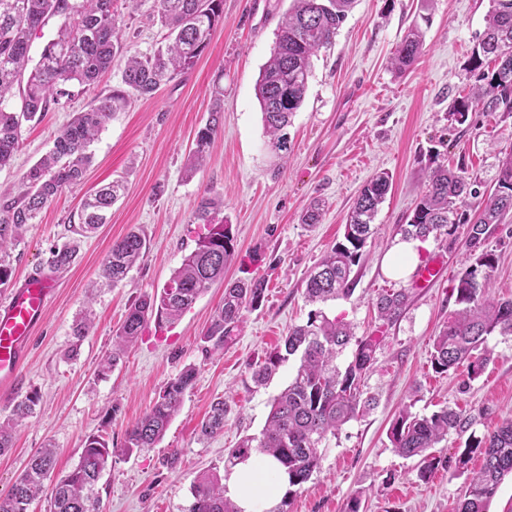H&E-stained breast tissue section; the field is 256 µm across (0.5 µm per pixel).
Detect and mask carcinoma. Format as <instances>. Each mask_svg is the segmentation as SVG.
Returning <instances> with one entry per match:
<instances>
[{
    "label": "carcinoma",
    "mask_w": 512,
    "mask_h": 512,
    "mask_svg": "<svg viewBox=\"0 0 512 512\" xmlns=\"http://www.w3.org/2000/svg\"><path fill=\"white\" fill-rule=\"evenodd\" d=\"M120 0H0V167L9 164L19 147L22 123L32 122L52 110L66 109L72 100L69 84L95 83L112 68L121 51L118 26ZM355 0H292L284 22L276 33L269 61L255 85L269 153L288 156L286 128L300 108L310 76L311 57L330 45L353 8ZM161 26L166 30L165 48L153 54L126 57L122 74L124 88L97 99L89 109L77 112L54 140L53 147L22 177L16 192L0 191V286L10 281L12 270L3 253L17 241L22 228L32 223L64 189L82 180L93 160L91 145L105 121L122 111L132 98L154 96L164 80H172L190 69L209 46L213 32L224 26V0H154ZM51 18L60 20L56 35L42 49L34 66L30 56L32 36ZM423 36L411 30L397 48L392 66L401 72L417 60ZM491 60V71L482 70ZM471 71L480 84L453 103L452 115L463 124L476 106L483 112L512 114V0H492L485 29L471 57ZM22 86L20 109L12 108L13 89ZM224 90L216 88L211 117L195 138L189 172L206 160L212 142L221 131ZM390 188L385 172L373 177L361 190L345 224L344 240L337 242L309 273L304 289L307 302L324 304L348 296L351 273L362 257L367 241L377 233L374 224L379 206ZM125 182L116 179L88 195L74 234L84 236L106 223L107 213L124 195ZM478 192L469 189L464 176L443 164L432 168L408 223L398 225L404 240L440 238L456 224L469 225L466 251L478 253L465 267L453 288L460 309L433 338L430 363L443 374L468 363L469 378L481 375L491 351L488 336L512 335V299L491 297L492 273L497 257L482 246L491 224H500L512 212V156L501 160L496 184L479 202L477 218L458 212L457 203ZM224 199L204 194L197 201L194 220L206 226L196 247L184 256L161 291L135 303L112 341V354L102 372L114 369L130 344L135 342L148 316L165 322L179 319L211 286L224 279V267L234 257L231 225L224 223ZM144 241L130 232L112 243L102 276L112 284L121 282L143 258ZM79 252L72 239L50 251L49 267L60 272L72 265ZM265 280H238L224 287V305L213 316L201 336L202 351L224 352L242 319L243 310L256 308L265 297ZM406 290L386 291L378 296V318L389 325L397 322L409 305ZM355 343L352 360L343 368L338 355ZM379 339L355 337L351 323L329 318L322 309L308 313L306 323L288 330L280 347L269 353L253 371L255 384H267L281 365L297 360L296 373L288 386L271 402L270 412L258 436L244 437L228 452V462L246 461L252 453L273 457L287 475L288 494L302 487L321 462V445L347 422L370 410L372 397L364 395L362 382L376 361ZM196 367L185 366L159 392L152 408L126 431L124 444L111 449L96 436L85 442L78 465L52 484L51 512H103L95 486L108 459L153 448L164 437L179 411L185 392L192 386ZM39 395L18 401L14 418L0 423V455L13 446L17 423L34 414ZM227 406L219 399L202 422L200 433L224 430ZM467 421L462 414L443 408L430 415L402 409L389 428V440L406 458H419L420 477L436 469L442 460L433 449L448 439L451 430L461 431ZM479 453L482 466L469 483L456 512H489V505L505 477L512 476V419L493 431L470 437L457 462L466 464ZM55 450L44 448L31 457L9 493L0 496V512H30L54 469ZM189 512H241L224 496V478L214 471L201 473L193 484Z\"/></svg>",
    "instance_id": "cac0c4a2"
}]
</instances>
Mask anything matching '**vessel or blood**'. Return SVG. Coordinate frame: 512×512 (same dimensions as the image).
Masks as SVG:
<instances>
[{
	"label": "vessel or blood",
	"instance_id": "vessel-or-blood-1",
	"mask_svg": "<svg viewBox=\"0 0 512 512\" xmlns=\"http://www.w3.org/2000/svg\"><path fill=\"white\" fill-rule=\"evenodd\" d=\"M55 293L50 276H26L0 302V383L14 379L32 336Z\"/></svg>",
	"mask_w": 512,
	"mask_h": 512
}]
</instances>
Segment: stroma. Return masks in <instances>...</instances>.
I'll return each instance as SVG.
<instances>
[{"instance_id":"stroma-1","label":"stroma","mask_w":512,"mask_h":512,"mask_svg":"<svg viewBox=\"0 0 512 512\" xmlns=\"http://www.w3.org/2000/svg\"><path fill=\"white\" fill-rule=\"evenodd\" d=\"M289 4L224 0V26L194 67L163 82L154 98L132 101L109 119L92 146L94 159L83 182L66 189L9 246L17 282L43 269L50 249L68 240L87 192L115 179L126 181L127 191L106 224L81 239L75 263L60 273L59 291L17 377L0 385V421L28 393L40 395L34 415L18 427L13 448L0 455V494L42 448H55L56 471L63 474L78 464L88 437L121 447L127 429L151 408L159 391L191 364L195 382L163 439L156 447L113 457L96 484L105 512H188L197 475L208 469L229 474V449L244 436L260 434L273 397L292 380V360L262 387L254 384L252 368L281 344L290 326L306 321L310 270L342 240L363 185L381 172L389 175L391 186L375 220L377 237L353 268L352 293L324 307L329 317L351 322L356 336L380 332L364 387L376 403L328 437L319 470L296 494L283 486L278 497H289L287 512H345L360 493L366 512H454L482 465L476 453L463 466L456 457L470 436H483L512 417V335L489 336L492 359L476 379H469L464 365L438 374L430 364L432 339L457 309L453 287L469 257L467 225H455L450 241L426 239L421 262L441 265L430 287H415L410 275L392 277L385 265L397 227L410 219L429 168L441 162L461 169L468 183L487 192L500 160L512 155V115L472 112L460 124L450 112L454 99L476 82L470 60L491 0H356L332 45L312 59L304 102L288 129V159L276 174L269 167L255 85ZM415 26L424 33L423 52L401 74L391 59ZM119 28L129 52L148 53L165 44L153 0L123 10ZM217 82L224 88L223 131L205 164L191 173L189 154L209 117ZM121 85V69L113 67L94 89L73 87L69 108L23 124L11 165L0 168V186L17 185L74 113ZM209 192L223 196L224 221L234 236L235 254L223 281L178 322L147 319L119 365L103 372L129 307L159 292L194 249L203 227L193 212ZM316 200L325 204L321 223L303 224L302 212ZM132 231L145 238V254L122 282L109 285L100 276L102 262L113 242ZM485 246L498 257L493 291L510 299L512 214L490 225ZM252 278L267 283L263 302L244 311L223 353L204 355L200 338L224 301L225 282ZM400 288L410 293L406 312L394 324L379 325L374 319L378 295ZM87 311L92 322L83 338H75V321ZM219 399L228 406L224 430L201 437L200 424ZM405 406L418 415L449 407L472 418L466 432H449L437 448L448 466L424 478L417 459L400 456L388 438ZM173 453L175 466H166Z\"/></svg>"}]
</instances>
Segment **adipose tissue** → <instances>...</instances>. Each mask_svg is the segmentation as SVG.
Instances as JSON below:
<instances>
[{
    "instance_id": "adipose-tissue-1",
    "label": "adipose tissue",
    "mask_w": 512,
    "mask_h": 512,
    "mask_svg": "<svg viewBox=\"0 0 512 512\" xmlns=\"http://www.w3.org/2000/svg\"><path fill=\"white\" fill-rule=\"evenodd\" d=\"M286 481V475L272 457L254 455L233 467L224 484L227 497L241 512H266L278 487Z\"/></svg>"
}]
</instances>
